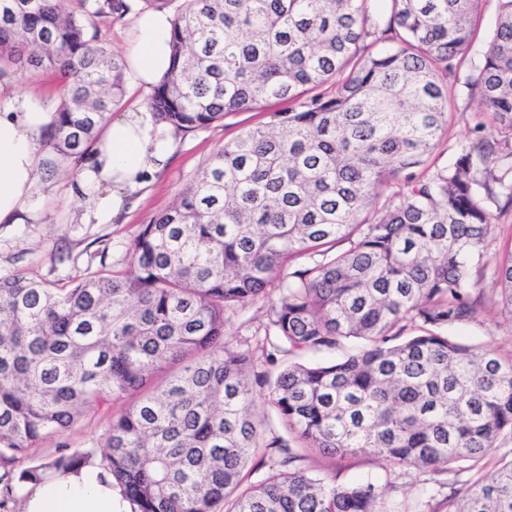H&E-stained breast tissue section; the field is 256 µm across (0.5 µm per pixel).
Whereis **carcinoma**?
I'll use <instances>...</instances> for the list:
<instances>
[{
	"mask_svg": "<svg viewBox=\"0 0 512 512\" xmlns=\"http://www.w3.org/2000/svg\"><path fill=\"white\" fill-rule=\"evenodd\" d=\"M496 25L467 77L479 122L454 163L427 166L448 128V80L483 5ZM0 0V81L64 78L51 153L79 163L123 106L126 64L100 24L169 11L172 65L146 107L182 134L285 105L224 143L179 201L133 239L131 270L69 286L0 277V459L15 460L110 398H131L100 448L0 483L95 464L133 512H389L372 482L339 484L304 451L368 453L474 472L447 512H512V355L452 339L474 316L469 270L512 204V0ZM342 243L344 250L338 249ZM297 267L282 278L280 272ZM512 314V252L496 263ZM279 291L265 335L286 352L342 357L257 368L226 342L230 314ZM413 336H402L407 326ZM286 435L266 433L254 387ZM262 453L268 476L239 490Z\"/></svg>",
	"mask_w": 512,
	"mask_h": 512,
	"instance_id": "cac0c4a2",
	"label": "carcinoma"
}]
</instances>
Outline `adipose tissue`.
<instances>
[{"label":"adipose tissue","mask_w":512,"mask_h":512,"mask_svg":"<svg viewBox=\"0 0 512 512\" xmlns=\"http://www.w3.org/2000/svg\"><path fill=\"white\" fill-rule=\"evenodd\" d=\"M171 25L164 12L135 18L125 59L136 86L152 87L170 66ZM53 114L39 98L0 83V225L33 221L35 189L49 150ZM174 151L172 129L152 112H124L107 121L70 186L89 201L85 224L119 221L128 199L146 187ZM20 512H129L130 502L95 466L39 480L15 482Z\"/></svg>","instance_id":"obj_1"}]
</instances>
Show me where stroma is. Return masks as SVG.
Returning a JSON list of instances; mask_svg holds the SVG:
<instances>
[{"mask_svg": "<svg viewBox=\"0 0 512 512\" xmlns=\"http://www.w3.org/2000/svg\"><path fill=\"white\" fill-rule=\"evenodd\" d=\"M452 101L448 131L433 152L439 165L452 164L472 137L475 124L483 119V107L477 93L463 82L448 84ZM263 112H240L225 117L188 134L175 137L174 155L155 181L135 200L126 223L84 224L80 216L83 200L70 197L72 181L62 159L48 167L36 192L40 219L32 224L0 226V277L20 275L42 280L74 283L106 266L122 273L128 270V248L142 226L151 223L162 211L171 207L196 173L211 156L234 139L242 130L266 122ZM495 216L492 235L486 245L481 267L472 269V297L476 299L473 318L449 328V335L469 344L512 352V317L499 310L495 262L512 250V208L489 203ZM267 301L260 300L238 310L226 326L232 347L248 341L256 363L265 354L262 331L267 322ZM127 405L114 399L98 410L81 416L65 433L39 442L28 454L14 463V470L38 464L62 452L90 448L103 441L113 415ZM312 472L335 475L342 484L372 481L387 491L390 512H445V500L451 491L465 488L473 475L469 472H422L410 467L390 464L374 455L356 453L336 457L309 454L303 462Z\"/></svg>", "mask_w": 512, "mask_h": 512, "instance_id": "1", "label": "stroma"}]
</instances>
